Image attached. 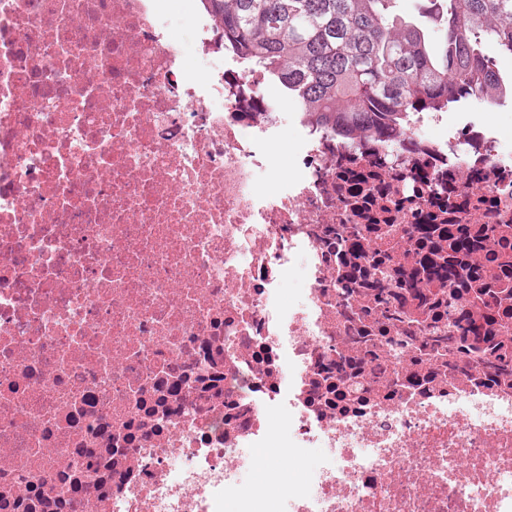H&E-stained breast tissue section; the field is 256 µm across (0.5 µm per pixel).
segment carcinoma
I'll return each mask as SVG.
<instances>
[{
    "mask_svg": "<svg viewBox=\"0 0 512 512\" xmlns=\"http://www.w3.org/2000/svg\"><path fill=\"white\" fill-rule=\"evenodd\" d=\"M219 38L322 127L391 135L401 114L512 97L487 47L512 56V0H202Z\"/></svg>",
    "mask_w": 512,
    "mask_h": 512,
    "instance_id": "cac0c4a2",
    "label": "carcinoma"
}]
</instances>
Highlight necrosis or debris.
Here are the masks:
<instances>
[{
  "mask_svg": "<svg viewBox=\"0 0 512 512\" xmlns=\"http://www.w3.org/2000/svg\"><path fill=\"white\" fill-rule=\"evenodd\" d=\"M162 2L0 0V512H512V146L272 111ZM165 5L173 33L185 50L187 67L193 70V49L196 39L194 20L188 13L185 0H165Z\"/></svg>",
  "mask_w": 512,
  "mask_h": 512,
  "instance_id": "necrosis-or-debris-1",
  "label": "necrosis or debris"
}]
</instances>
